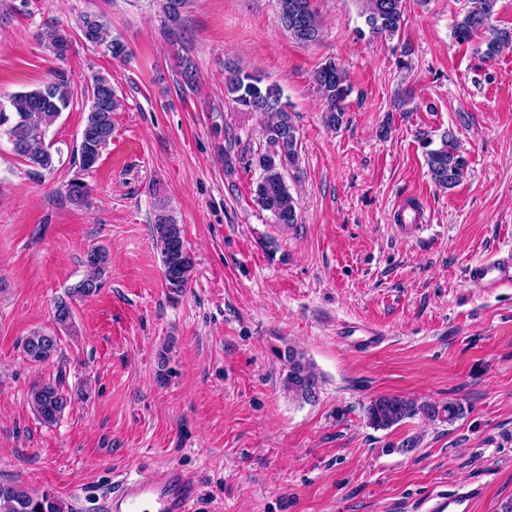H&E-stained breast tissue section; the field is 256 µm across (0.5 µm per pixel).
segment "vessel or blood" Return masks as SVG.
Wrapping results in <instances>:
<instances>
[{"mask_svg": "<svg viewBox=\"0 0 512 512\" xmlns=\"http://www.w3.org/2000/svg\"><path fill=\"white\" fill-rule=\"evenodd\" d=\"M468 281L486 291L512 282V254L495 260H479L470 265ZM483 493L472 487L437 500L429 512H470L474 500ZM196 496L189 478L169 469L149 481L127 480L102 504L104 512H192Z\"/></svg>", "mask_w": 512, "mask_h": 512, "instance_id": "obj_1", "label": "vessel or blood"}]
</instances>
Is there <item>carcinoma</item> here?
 <instances>
[{"label": "carcinoma", "mask_w": 512, "mask_h": 512, "mask_svg": "<svg viewBox=\"0 0 512 512\" xmlns=\"http://www.w3.org/2000/svg\"><path fill=\"white\" fill-rule=\"evenodd\" d=\"M406 0H361V14L374 34L393 35L398 32L404 15ZM498 0H468L453 25L452 35L460 44L468 43L477 32L485 29L495 15ZM280 18L292 38L299 43L317 42L322 36L320 20L311 6V0H277ZM107 25L99 16L82 19L81 32H92L89 43L108 42L112 57L126 54V45L119 39L106 40ZM40 40L53 54L62 57L70 47L68 34L55 26L39 34ZM512 45V33L502 30L486 45L484 55L494 59L500 51ZM180 74L184 84L193 88L198 82L195 64L187 57L180 58ZM315 83L324 103L323 121L335 129L342 125L345 117V102L351 86L344 70L329 61L315 72ZM92 101L81 130L80 142L76 146L79 168L87 172L94 168L103 149L112 140V112L120 106L111 82L98 75L91 85ZM225 92L245 112H260L266 115L263 137L265 145L253 155L260 175L253 189L255 201L269 212L274 222L285 227L297 223L295 199L286 182L288 171L298 165L297 129L282 101L283 93L275 84L264 82V78L241 69L229 71L225 77ZM73 93L69 79L62 72L44 87L18 92L10 96L8 104L0 103V131L5 132L17 155L29 166L44 171L55 168V156L51 144L46 142L49 128L72 103ZM426 163L432 181L443 188L451 189L462 179L466 160L460 154L452 131L441 134L439 144L433 140L422 141ZM70 201L81 204L88 198V184L80 177L71 179L66 185ZM153 233L162 254L164 282L169 297L175 298L187 287L194 268L193 256L184 250L181 229L172 216L159 212L153 224ZM107 262L106 252L92 249L86 254V266L90 274L70 292V296L87 297L97 292L98 275ZM23 351L33 362L51 361L57 354V337L44 332H35L23 343ZM288 372L283 388L288 396L297 401L313 402L317 399L320 380L314 367L304 360L302 354L290 349L284 356ZM70 398L65 393L62 380L34 387L30 402L33 410L47 424L55 422L67 407ZM462 414L458 403L437 406L418 404L412 399L397 395H381L366 406L368 424L377 429H389L405 419L420 415L430 422L437 419L451 422ZM0 512H64L61 501L44 492L31 495L10 484H0Z\"/></svg>", "instance_id": "carcinoma-1"}]
</instances>
